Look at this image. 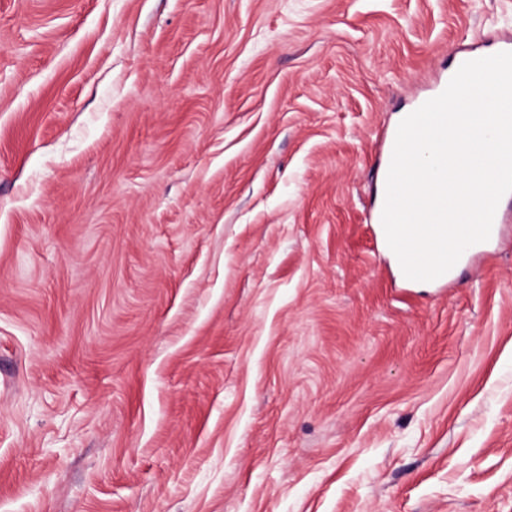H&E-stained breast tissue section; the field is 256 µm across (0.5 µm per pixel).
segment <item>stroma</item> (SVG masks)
<instances>
[{
  "label": "stroma",
  "mask_w": 512,
  "mask_h": 512,
  "mask_svg": "<svg viewBox=\"0 0 512 512\" xmlns=\"http://www.w3.org/2000/svg\"><path fill=\"white\" fill-rule=\"evenodd\" d=\"M512 0H0V512H512V196L419 287L386 135Z\"/></svg>",
  "instance_id": "35a3bbf8"
}]
</instances>
